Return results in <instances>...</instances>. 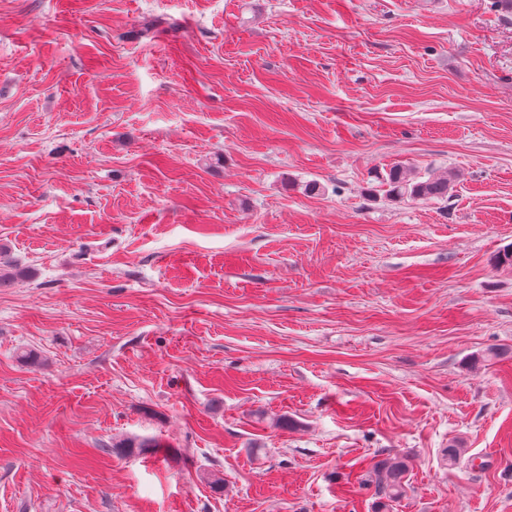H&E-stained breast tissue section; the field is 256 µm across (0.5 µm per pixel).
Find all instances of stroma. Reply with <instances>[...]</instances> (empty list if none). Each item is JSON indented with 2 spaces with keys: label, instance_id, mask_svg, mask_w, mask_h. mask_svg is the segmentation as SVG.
<instances>
[{
  "label": "stroma",
  "instance_id": "stroma-1",
  "mask_svg": "<svg viewBox=\"0 0 512 512\" xmlns=\"http://www.w3.org/2000/svg\"><path fill=\"white\" fill-rule=\"evenodd\" d=\"M0 246V512H512L492 0H0ZM381 185L388 187L386 193L393 198L411 200H434L448 198L451 179L445 176H428L425 180L410 177L405 167L394 164L377 176ZM408 464L399 458H386L375 462L369 482L375 485L376 511L384 512L388 502H395L405 491Z\"/></svg>",
  "mask_w": 512,
  "mask_h": 512
}]
</instances>
